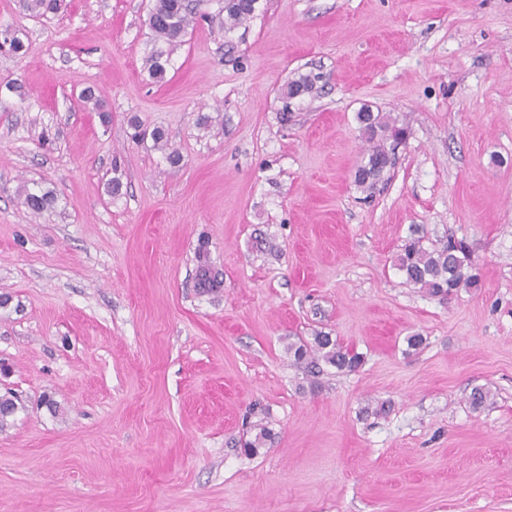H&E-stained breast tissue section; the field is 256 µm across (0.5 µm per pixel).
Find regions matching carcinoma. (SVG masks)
Here are the masks:
<instances>
[{"instance_id":"carcinoma-1","label":"carcinoma","mask_w":512,"mask_h":512,"mask_svg":"<svg viewBox=\"0 0 512 512\" xmlns=\"http://www.w3.org/2000/svg\"><path fill=\"white\" fill-rule=\"evenodd\" d=\"M259 0H224V27L234 28L254 17ZM26 11L35 18L59 10V0H24ZM197 12L189 0H153L149 11L148 24L153 41L158 48L146 57V65L153 79L160 82L165 78L169 59L161 44L170 45L186 33L196 21ZM7 49L15 54L27 52L23 41L14 33L0 35V50ZM316 77L301 75L286 85L283 95L287 100L310 95L315 90ZM359 129L368 146L367 157L358 166L355 174L356 185L365 191H372L395 162L397 147L406 138L405 124L381 113L364 108L356 113ZM51 191L30 190L23 192L22 204L35 215L51 210L55 204ZM198 276L200 285L213 289L216 276L212 275L208 254L204 248L198 250ZM395 265L406 281L424 290L433 297L446 299L460 288L479 287L480 277L471 260L468 247L461 240L450 236L438 244L427 245L420 230H411L410 236L401 245ZM295 363L313 372L323 361L342 372L356 370L362 362L361 356L343 345L339 340L318 332L308 341L297 339L288 345ZM18 410L11 395L0 396V429L8 425Z\"/></svg>"}]
</instances>
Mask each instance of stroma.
I'll use <instances>...</instances> for the list:
<instances>
[{
	"label": "stroma",
	"mask_w": 512,
	"mask_h": 512,
	"mask_svg": "<svg viewBox=\"0 0 512 512\" xmlns=\"http://www.w3.org/2000/svg\"><path fill=\"white\" fill-rule=\"evenodd\" d=\"M151 4L0 0V512H512V0H259L229 31L199 0L162 82ZM365 106L408 128L371 193ZM415 225L479 288L407 283ZM319 331L359 368L294 364ZM55 194L52 191L25 189L22 204L35 215H41L54 207Z\"/></svg>",
	"instance_id": "35a3bbf8"
}]
</instances>
